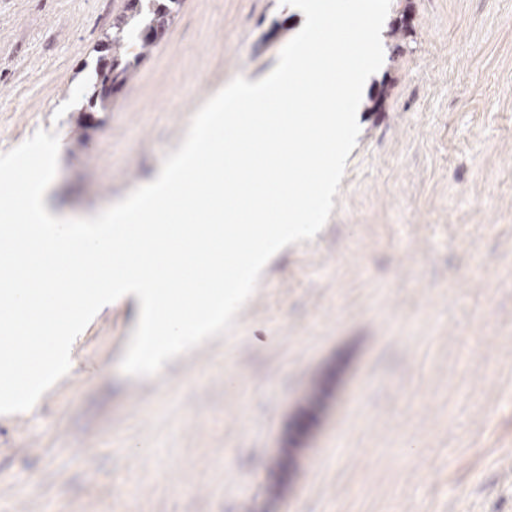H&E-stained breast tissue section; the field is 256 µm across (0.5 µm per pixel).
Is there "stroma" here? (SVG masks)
Returning a JSON list of instances; mask_svg holds the SVG:
<instances>
[{"label":"stroma","mask_w":512,"mask_h":512,"mask_svg":"<svg viewBox=\"0 0 512 512\" xmlns=\"http://www.w3.org/2000/svg\"><path fill=\"white\" fill-rule=\"evenodd\" d=\"M122 0H0V153L59 137L80 216L159 172L195 112L278 62L280 0H181L80 126ZM403 53L365 94L334 208L263 269L232 329L123 374L140 309L102 307L66 376L0 415V512H512V0H391ZM304 448L280 494L289 435Z\"/></svg>","instance_id":"stroma-1"}]
</instances>
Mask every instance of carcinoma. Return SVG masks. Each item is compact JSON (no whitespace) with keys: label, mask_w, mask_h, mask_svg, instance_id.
I'll list each match as a JSON object with an SVG mask.
<instances>
[{"label":"carcinoma","mask_w":512,"mask_h":512,"mask_svg":"<svg viewBox=\"0 0 512 512\" xmlns=\"http://www.w3.org/2000/svg\"><path fill=\"white\" fill-rule=\"evenodd\" d=\"M180 0H123L120 12L112 20V26L100 38L97 48L109 53L99 56L94 73L88 81L85 94L86 112H104L111 104V96L101 92L106 82L112 83V92H117L128 77L157 45L171 20L173 5ZM406 14L390 26L387 37L393 41L390 62L400 50L397 41L406 34Z\"/></svg>","instance_id":"obj_1"}]
</instances>
